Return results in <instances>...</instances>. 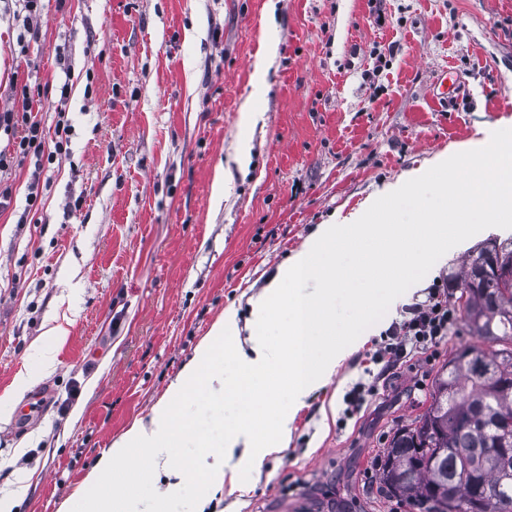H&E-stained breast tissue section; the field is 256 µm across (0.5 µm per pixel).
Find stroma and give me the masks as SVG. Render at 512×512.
<instances>
[{"label":"stroma","instance_id":"obj_1","mask_svg":"<svg viewBox=\"0 0 512 512\" xmlns=\"http://www.w3.org/2000/svg\"><path fill=\"white\" fill-rule=\"evenodd\" d=\"M14 11L0 0V109L12 105L20 53ZM38 23L33 113L50 142L65 107L71 152L39 171L31 223L18 217L33 158L13 167L0 212V498L10 512H58L101 451L149 419L227 310L247 337L251 299L318 225L349 223L436 156L512 127V0H44ZM270 48L257 95L254 63ZM448 68L461 86L445 102L434 83ZM248 99L258 121L247 130ZM490 241H512V229L479 232L407 290L248 481L235 449L204 512H415L376 492L389 440L476 339L456 320L378 378L367 353ZM53 327L62 339L46 369L31 347ZM358 382L377 393L344 418ZM40 386L47 408L27 414Z\"/></svg>","mask_w":512,"mask_h":512}]
</instances>
